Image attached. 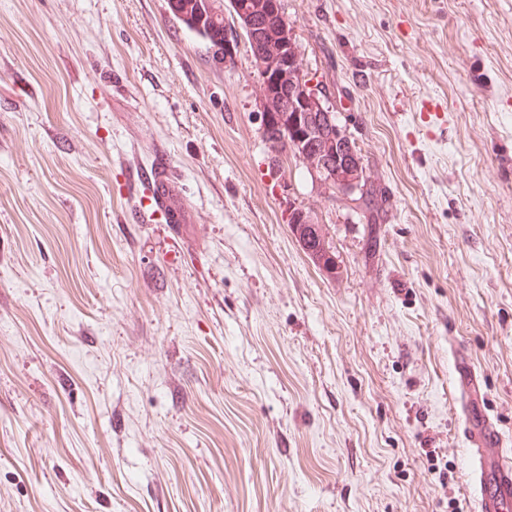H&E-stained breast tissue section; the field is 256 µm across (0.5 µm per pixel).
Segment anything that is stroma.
Listing matches in <instances>:
<instances>
[{
  "label": "stroma",
  "mask_w": 512,
  "mask_h": 512,
  "mask_svg": "<svg viewBox=\"0 0 512 512\" xmlns=\"http://www.w3.org/2000/svg\"><path fill=\"white\" fill-rule=\"evenodd\" d=\"M283 7L385 223L270 171L247 46L212 62L167 0H0V512H477L448 342L512 441V0ZM161 151L174 242L132 219ZM322 228L316 230L317 236L309 237L305 242L307 247L303 248L308 253L309 257L319 267L325 269V271L331 275H336V253L326 241Z\"/></svg>",
  "instance_id": "stroma-1"
}]
</instances>
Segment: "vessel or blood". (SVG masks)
<instances>
[{"instance_id": "b4317fda", "label": "vessel or blood", "mask_w": 512, "mask_h": 512, "mask_svg": "<svg viewBox=\"0 0 512 512\" xmlns=\"http://www.w3.org/2000/svg\"><path fill=\"white\" fill-rule=\"evenodd\" d=\"M144 184L146 191L138 206V218L158 212L166 223H181L180 212L168 209L172 180L167 157L158 159ZM453 365L470 457V484L478 512H512V449L505 446L497 421L484 405V378L461 348L453 350Z\"/></svg>"}]
</instances>
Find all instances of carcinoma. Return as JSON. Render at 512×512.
<instances>
[{
    "mask_svg": "<svg viewBox=\"0 0 512 512\" xmlns=\"http://www.w3.org/2000/svg\"><path fill=\"white\" fill-rule=\"evenodd\" d=\"M170 13L184 28L198 37L215 62L233 59L238 51V35L226 28L224 11L239 20L247 48L261 68L263 111L270 121L263 136L270 144L269 168L281 171L288 155L310 157L323 172L317 177L339 191L355 181L363 187L356 197L358 218L368 224L384 222L386 214L377 207L381 189L364 178L363 156L353 139L337 131L336 111L324 103L304 104L300 100L305 74L297 73L286 57L296 54L291 27L282 0H227V9L218 0H168ZM299 114V127L290 129L286 122ZM306 252L318 266L336 274V253L321 230L306 241Z\"/></svg>",
    "mask_w": 512,
    "mask_h": 512,
    "instance_id": "1",
    "label": "carcinoma"
}]
</instances>
